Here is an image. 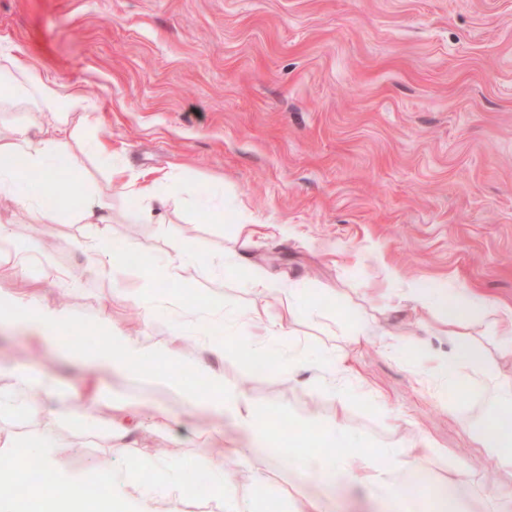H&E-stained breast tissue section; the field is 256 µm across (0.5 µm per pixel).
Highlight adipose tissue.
I'll use <instances>...</instances> for the list:
<instances>
[{
  "instance_id": "obj_1",
  "label": "adipose tissue",
  "mask_w": 512,
  "mask_h": 512,
  "mask_svg": "<svg viewBox=\"0 0 512 512\" xmlns=\"http://www.w3.org/2000/svg\"><path fill=\"white\" fill-rule=\"evenodd\" d=\"M26 107L41 113L45 124L31 126L19 123L7 134H0V197H12L43 224L57 219L58 203L47 194L23 191L22 184L29 174H38L44 185H52L57 172L56 147L67 144L73 137L75 118L86 115L87 105L81 92L61 85L56 79L35 68L16 65L14 75L0 91V112L9 108ZM84 248L89 257V272L102 274L129 263L131 246L118 244L108 228H100L88 238ZM18 257L23 262L42 267L48 276L61 284L76 285L77 279L56 267L51 256L40 246L32 244L20 249L15 245L8 225H0V257ZM252 286L262 302L248 316L250 332L246 336L255 355H267V342L287 336L293 322L303 316L307 306L302 301L299 282L268 273L254 267ZM403 295L416 313L432 314L451 346L444 354H426L424 367L443 383L455 385L464 367L479 366L486 357L484 348L467 329L470 325L489 322L500 338L498 356L512 363V306L462 288L453 292L434 287L426 281L406 284ZM71 322L68 308L44 302L37 292L4 294L0 292V326L23 325L34 348L53 347L80 359L90 368L117 372L125 376L139 374L142 367L161 359L176 360L175 353H160L140 338L118 328L112 318H104L99 335L91 348L68 343L58 332ZM207 364L197 365L208 382L205 393H197L176 377L156 374L157 384L173 389L191 407L203 406L216 418L229 415L249 438L246 448H227L223 460L206 465L211 489L222 498L224 512H252L250 504L238 497L224 494V461L247 464L258 476H266L272 468L269 454L273 446L267 421L256 403L244 392L224 385V374L216 369L223 360L224 348L212 346ZM483 369V367H482ZM449 415L461 419L467 427L475 448L497 461L499 467L512 471V377L499 369H483L474 399L468 405L448 404ZM323 439L340 445L350 442L351 435L339 422L321 426L311 422L299 424L290 463L299 481L316 476L328 485L358 481L368 486L398 512H417L418 504L408 496L401 476L414 471L432 444L426 435H418L411 444L390 450L393 466L381 468L374 457H364L358 469H350L343 459L333 454L317 455L309 451L308 443ZM116 463L78 469L62 459L52 439H45L27 448L44 477L61 490L60 495L46 498L38 482H20L19 469L12 463L18 457L15 441L0 436V512H183L184 502L197 493L180 465L163 459H146L127 453L123 446L113 448ZM156 476L153 486L142 484L145 469Z\"/></svg>"
}]
</instances>
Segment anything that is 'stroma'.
<instances>
[{"mask_svg":"<svg viewBox=\"0 0 512 512\" xmlns=\"http://www.w3.org/2000/svg\"><path fill=\"white\" fill-rule=\"evenodd\" d=\"M0 43L94 105L63 149L55 190L64 196L82 181L106 203L112 237L142 257L75 290L36 268L4 272L1 291L33 289L65 303L72 328L88 336L116 313L126 332L162 348L178 307L196 310L206 334L214 304L240 312L259 304L248 266L223 275L211 267L231 262L240 225H256L254 259L305 284L308 311L287 338L303 349L304 368L288 378L275 347L271 366L255 374L251 347L234 343L224 351L225 385L270 413L279 442L302 420H343L358 439L344 451L353 466L428 434L437 452L407 479L423 512H438L433 493L450 483L446 512H491L512 475L472 447L438 381L415 368L419 345L450 344L432 317L395 309L393 294L432 280L512 304V0H0ZM116 158L128 175L165 176L154 205L160 222L127 221L138 202L111 192ZM92 230L66 203L40 242L77 273L86 263L79 242ZM177 245L200 262L148 280L150 262ZM116 288L158 297L151 322L141 299L117 302ZM358 316L399 336L401 348L353 341ZM330 354L348 356L350 383L381 400L322 384ZM14 369L52 376L67 395L99 384L105 402L89 424L46 428L23 410L29 385L15 390L17 411L0 416V434L24 443L64 436L58 453L83 468L112 460L117 398L142 413L124 434L134 455L163 448L176 462H214L238 434L232 418L216 421L201 407L183 414L180 396L150 377L34 351L18 329L0 332V385ZM159 407L180 416L169 430L151 424ZM224 470L226 494L247 498L253 512H294L287 456L263 480L231 462Z\"/></svg>","mask_w":512,"mask_h":512,"instance_id":"stroma-1","label":"stroma"}]
</instances>
